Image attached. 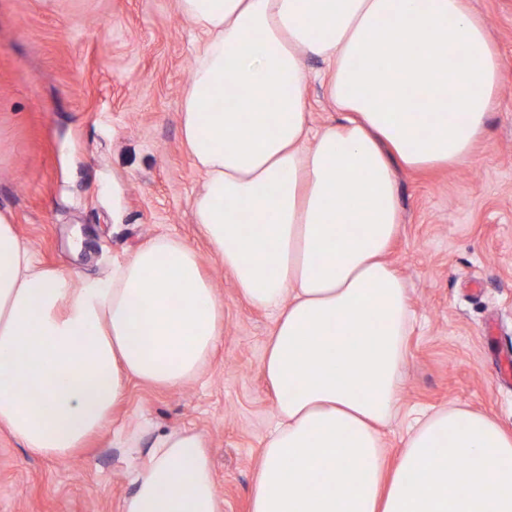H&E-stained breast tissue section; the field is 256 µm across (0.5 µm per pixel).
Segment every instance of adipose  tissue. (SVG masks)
Instances as JSON below:
<instances>
[{"instance_id": "adipose-tissue-1", "label": "adipose tissue", "mask_w": 512, "mask_h": 512, "mask_svg": "<svg viewBox=\"0 0 512 512\" xmlns=\"http://www.w3.org/2000/svg\"><path fill=\"white\" fill-rule=\"evenodd\" d=\"M204 35L181 101L203 175L191 209L241 295L275 315L262 365L276 425L250 512H512V430L448 406L388 458L414 327L386 259L396 166L465 163L500 56L469 0H177ZM342 119L315 127L305 57ZM224 108L205 112V98ZM249 216L246 232L240 218ZM224 329L188 246L158 236L106 277L39 265L0 209V428L65 458L137 379L177 388ZM122 512H220L203 433L157 436Z\"/></svg>"}]
</instances>
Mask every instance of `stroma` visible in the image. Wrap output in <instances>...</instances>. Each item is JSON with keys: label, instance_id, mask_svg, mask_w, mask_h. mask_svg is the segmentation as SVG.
<instances>
[{"label": "stroma", "instance_id": "1", "mask_svg": "<svg viewBox=\"0 0 512 512\" xmlns=\"http://www.w3.org/2000/svg\"><path fill=\"white\" fill-rule=\"evenodd\" d=\"M501 57L483 138L454 169H398L400 232L388 260L418 325L402 410L456 405L512 428V0H470ZM201 33L175 0H0V207L45 266L95 278L154 237L182 240L224 303V332L198 379L130 380L110 429L68 458L0 428V512H121L132 487L119 433L202 432L221 512H249L274 414L262 364L273 319L218 262L190 200L202 175L180 105ZM313 125L338 120L305 60Z\"/></svg>", "mask_w": 512, "mask_h": 512}]
</instances>
